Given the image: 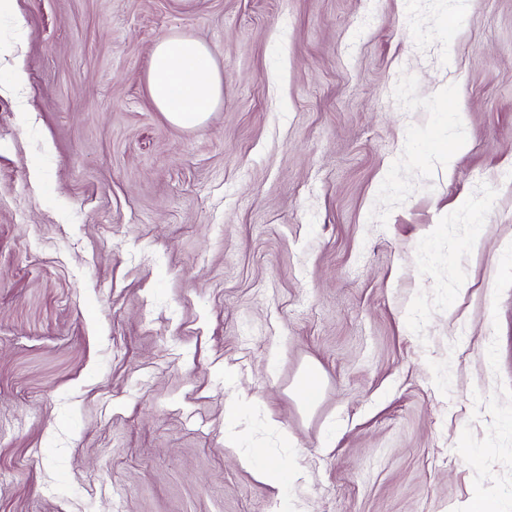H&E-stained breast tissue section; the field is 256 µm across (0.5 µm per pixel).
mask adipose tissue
Returning <instances> with one entry per match:
<instances>
[{
	"mask_svg": "<svg viewBox=\"0 0 512 512\" xmlns=\"http://www.w3.org/2000/svg\"><path fill=\"white\" fill-rule=\"evenodd\" d=\"M149 95L173 123L193 127L220 103L222 80L207 48L186 36H169L155 46L148 75Z\"/></svg>",
	"mask_w": 512,
	"mask_h": 512,
	"instance_id": "1",
	"label": "adipose tissue"
}]
</instances>
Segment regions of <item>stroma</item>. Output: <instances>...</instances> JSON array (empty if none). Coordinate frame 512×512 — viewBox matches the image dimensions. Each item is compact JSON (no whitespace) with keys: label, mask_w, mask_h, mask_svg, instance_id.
I'll use <instances>...</instances> for the list:
<instances>
[{"label":"stroma","mask_w":512,"mask_h":512,"mask_svg":"<svg viewBox=\"0 0 512 512\" xmlns=\"http://www.w3.org/2000/svg\"><path fill=\"white\" fill-rule=\"evenodd\" d=\"M0 44V512H512V0H16ZM149 95L173 123L194 127L220 103L222 80L207 48L186 36H169L155 46L148 75Z\"/></svg>","instance_id":"obj_1"}]
</instances>
